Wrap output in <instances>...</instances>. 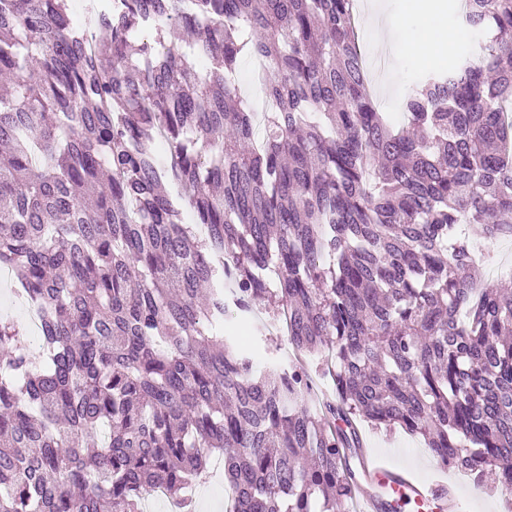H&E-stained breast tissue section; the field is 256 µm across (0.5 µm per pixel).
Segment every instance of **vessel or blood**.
I'll list each match as a JSON object with an SVG mask.
<instances>
[{
  "label": "vessel or blood",
  "mask_w": 512,
  "mask_h": 512,
  "mask_svg": "<svg viewBox=\"0 0 512 512\" xmlns=\"http://www.w3.org/2000/svg\"><path fill=\"white\" fill-rule=\"evenodd\" d=\"M342 470L354 482L358 512H424L439 506L446 512H460L462 502L444 481H422L380 459L364 461L344 454Z\"/></svg>",
  "instance_id": "b4317fda"
}]
</instances>
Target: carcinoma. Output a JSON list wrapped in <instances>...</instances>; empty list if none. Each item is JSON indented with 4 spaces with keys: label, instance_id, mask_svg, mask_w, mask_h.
Here are the masks:
<instances>
[{
    "label": "carcinoma",
    "instance_id": "carcinoma-1",
    "mask_svg": "<svg viewBox=\"0 0 512 512\" xmlns=\"http://www.w3.org/2000/svg\"><path fill=\"white\" fill-rule=\"evenodd\" d=\"M354 6L0 0V267L41 318L35 357L0 316V512L182 503L212 455L226 512H348L362 421L512 489V290L476 287L461 232L512 238V0H463L474 51L415 84L405 127ZM232 309L299 358L256 374Z\"/></svg>",
    "mask_w": 512,
    "mask_h": 512
}]
</instances>
